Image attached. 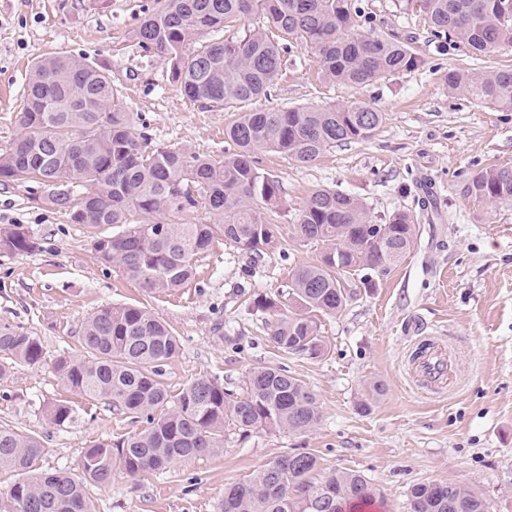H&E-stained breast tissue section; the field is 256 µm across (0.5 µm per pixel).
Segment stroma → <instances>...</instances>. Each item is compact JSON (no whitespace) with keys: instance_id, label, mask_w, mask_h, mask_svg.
I'll use <instances>...</instances> for the list:
<instances>
[{"instance_id":"1","label":"stroma","mask_w":512,"mask_h":512,"mask_svg":"<svg viewBox=\"0 0 512 512\" xmlns=\"http://www.w3.org/2000/svg\"><path fill=\"white\" fill-rule=\"evenodd\" d=\"M366 13L356 31L385 33L424 57L418 69L350 87L326 80L315 55L292 45L270 97L253 107L363 102L385 112L369 139L329 148L309 164L259 151L280 183L279 244L251 259L224 242L197 262L194 279L169 293H146L105 265L83 225L32 202L28 183L0 185V226L23 225L38 251L0 254V321L38 336L43 360L0 381V424L41 435L49 470L73 472L91 440L138 432L140 423L65 387L53 370L60 352L80 354L84 319L104 305L151 309L181 340L165 366L171 393L199 377L240 391L251 369L285 366L317 396L321 420L304 434L226 430L221 450L145 478L122 469L88 489L91 512H218L226 484L252 477L292 452L316 454L323 471L364 475L390 512H407L418 482L444 480L481 494L489 512H512V202L487 204L466 193L476 171L512 166V112L451 91L440 74L466 67L512 68V47L488 56L443 45L418 13L394 0H357ZM155 0H0V149L18 138L14 121L36 58L65 54L112 72L126 111L156 146L223 156L229 110L204 109L183 96L162 58L144 52L134 30ZM332 188L361 199L373 216L410 211L416 240L406 258L372 287L357 285L343 310L319 319L322 357L286 355L269 340L268 313L255 300L277 294L294 268L317 252L297 239L295 218L309 192ZM421 319L426 332L452 340L462 378L451 395L414 390L407 361ZM383 385L374 393V385ZM68 402L75 420L60 429L43 409ZM368 401L370 409L358 405Z\"/></svg>"}]
</instances>
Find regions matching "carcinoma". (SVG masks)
<instances>
[{"label": "carcinoma", "mask_w": 512, "mask_h": 512, "mask_svg": "<svg viewBox=\"0 0 512 512\" xmlns=\"http://www.w3.org/2000/svg\"><path fill=\"white\" fill-rule=\"evenodd\" d=\"M158 7L135 30L139 47L167 61L184 95L207 108H235L224 138L234 152L214 158L178 146H150L134 133L130 113L105 66L84 58L55 56L36 61L24 104L15 115L23 146L0 152V183H31L36 201L65 211L71 223L88 229L95 252L122 276L147 292H170L194 276L196 262L214 242L224 240L259 257L273 246L278 225L266 212L278 210L279 180L257 165L255 152L269 149L307 164L338 143L368 139L385 114L364 103L245 110L277 83L287 45L262 28L235 23L261 14L266 24L313 53L323 76L334 82L367 85L397 71L421 67L424 58L392 35H360L352 0H157ZM418 12L434 37L460 42L482 54L512 46V0H397ZM201 31L217 34L196 43ZM449 89L512 112V70L485 73L450 69ZM467 194L479 201H512V167L474 173ZM204 209L208 224L180 222ZM127 224L120 235L103 226ZM296 237L318 251L317 262L296 267L281 295L298 310L277 311L274 299L260 298L261 312L276 314L270 339L286 354L318 358L325 352L319 315L343 309L354 294L349 275H385L414 244L413 216L396 210L382 224L365 204L330 188L311 191L294 224ZM39 243L20 224L0 227V253L24 254ZM83 353H61L53 369L68 388L145 423L140 432L116 442L95 439L84 448L72 476L37 468L45 454L42 438L0 424V468L18 476L0 500V512H88L87 486L106 484L117 465L129 476L163 472L176 463L206 455L224 444V431L262 427L306 432L320 419L317 398L281 367L249 372L239 394L218 378L201 377L173 396L163 366L180 341L151 310L104 306L82 325ZM43 359L38 337L24 327L0 322V379ZM56 427L74 420L64 401L48 405ZM318 458L307 451L276 458L254 476L224 490L219 512H386L378 489L354 471L318 474ZM408 512H487L483 498L455 483L427 481L411 486Z\"/></svg>", "instance_id": "obj_1"}]
</instances>
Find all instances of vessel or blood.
I'll return each mask as SVG.
<instances>
[{
  "mask_svg": "<svg viewBox=\"0 0 512 512\" xmlns=\"http://www.w3.org/2000/svg\"><path fill=\"white\" fill-rule=\"evenodd\" d=\"M409 375L425 394L436 395L454 389L458 371L450 348L436 336L424 337L411 355Z\"/></svg>",
  "mask_w": 512,
  "mask_h": 512,
  "instance_id": "vessel-or-blood-1",
  "label": "vessel or blood"
}]
</instances>
